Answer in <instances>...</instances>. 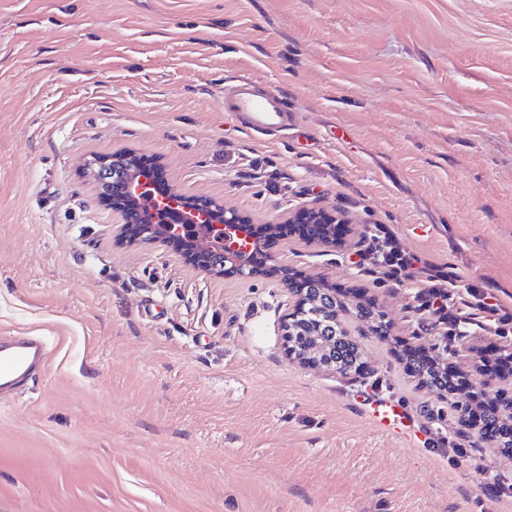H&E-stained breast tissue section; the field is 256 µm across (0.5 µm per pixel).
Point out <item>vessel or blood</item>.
Masks as SVG:
<instances>
[{
  "label": "vessel or blood",
  "instance_id": "obj_1",
  "mask_svg": "<svg viewBox=\"0 0 512 512\" xmlns=\"http://www.w3.org/2000/svg\"><path fill=\"white\" fill-rule=\"evenodd\" d=\"M224 109L241 118L247 129L258 134L285 130L291 114L286 101L273 90L258 89L248 80H237L224 87ZM48 344L41 336H0V389L34 377L46 363ZM374 420L383 428L403 432L409 416L398 404L376 403L371 407Z\"/></svg>",
  "mask_w": 512,
  "mask_h": 512
}]
</instances>
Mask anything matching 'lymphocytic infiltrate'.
I'll return each instance as SVG.
<instances>
[{
	"label": "lymphocytic infiltrate",
	"mask_w": 512,
	"mask_h": 512,
	"mask_svg": "<svg viewBox=\"0 0 512 512\" xmlns=\"http://www.w3.org/2000/svg\"><path fill=\"white\" fill-rule=\"evenodd\" d=\"M357 262L374 283L406 286L421 312L432 315L445 343L479 328L497 336L512 334V312L494 295L476 286L461 287L447 266L421 259L403 248L387 224H371Z\"/></svg>",
	"instance_id": "1"
}]
</instances>
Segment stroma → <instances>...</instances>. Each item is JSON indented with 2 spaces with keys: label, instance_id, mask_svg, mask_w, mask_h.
<instances>
[{
  "label": "stroma",
  "instance_id": "1",
  "mask_svg": "<svg viewBox=\"0 0 512 512\" xmlns=\"http://www.w3.org/2000/svg\"><path fill=\"white\" fill-rule=\"evenodd\" d=\"M236 78L279 92L287 131L225 112ZM123 150L254 224L314 204L390 225L512 310V0H0V336L50 350L0 395V512H512V453L446 445L460 409L512 396L479 369L507 339L443 352L409 288L346 262L359 237L294 234L292 276L347 303L366 351L359 374L303 367L281 276L119 239L87 164ZM405 346L469 387L419 386ZM374 420L383 428L393 432H403L410 428L409 416L399 404L376 403L371 405Z\"/></svg>",
  "mask_w": 512,
  "mask_h": 512
}]
</instances>
